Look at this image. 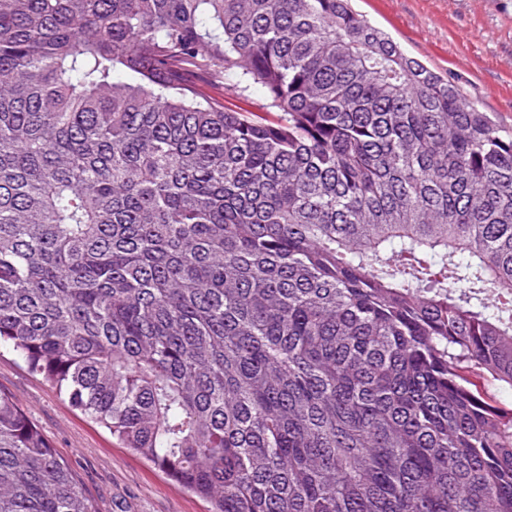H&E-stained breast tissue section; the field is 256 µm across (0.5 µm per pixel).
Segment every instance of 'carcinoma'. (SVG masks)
<instances>
[{
  "label": "carcinoma",
  "mask_w": 512,
  "mask_h": 512,
  "mask_svg": "<svg viewBox=\"0 0 512 512\" xmlns=\"http://www.w3.org/2000/svg\"><path fill=\"white\" fill-rule=\"evenodd\" d=\"M2 346L209 512H512V131L349 0H0ZM0 512H96L1 392Z\"/></svg>",
  "instance_id": "carcinoma-1"
}]
</instances>
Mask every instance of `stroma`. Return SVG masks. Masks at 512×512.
Listing matches in <instances>:
<instances>
[{"instance_id": "obj_1", "label": "stroma", "mask_w": 512, "mask_h": 512, "mask_svg": "<svg viewBox=\"0 0 512 512\" xmlns=\"http://www.w3.org/2000/svg\"><path fill=\"white\" fill-rule=\"evenodd\" d=\"M351 6L512 128V0H351ZM0 391L20 402L97 512H207L203 500L118 445L6 348Z\"/></svg>"}]
</instances>
